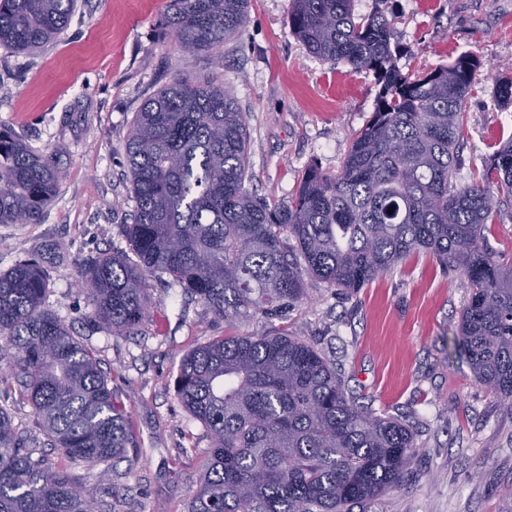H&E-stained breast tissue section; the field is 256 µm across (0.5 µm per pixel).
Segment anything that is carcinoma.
Returning a JSON list of instances; mask_svg holds the SVG:
<instances>
[{
  "label": "carcinoma",
  "instance_id": "carcinoma-1",
  "mask_svg": "<svg viewBox=\"0 0 512 512\" xmlns=\"http://www.w3.org/2000/svg\"><path fill=\"white\" fill-rule=\"evenodd\" d=\"M250 0H172L179 48L215 57L245 27ZM355 0H292L293 34L313 56L378 86L370 120L340 169L305 173L288 202L246 187L249 133L232 89L177 77L135 113L125 144L134 200L126 236L136 254L82 270L91 316L117 336L148 318L151 277L227 321L269 315L307 295V281L358 290L414 253L469 288L455 349L512 406V260L488 225L512 203V137L453 180L479 57L404 73L383 12ZM77 0H0V46L34 53L63 31ZM495 94L512 105V76ZM53 156L0 128V224H38L61 186ZM50 274L35 258L0 273V372L67 460L127 458L140 443L112 398L95 352L44 307ZM177 396L208 432L204 473L188 512H377L409 480L416 437L348 395L314 345L285 332L226 336L181 361ZM97 490L26 447L0 409V512H97Z\"/></svg>",
  "mask_w": 512,
  "mask_h": 512
}]
</instances>
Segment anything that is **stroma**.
<instances>
[{
	"label": "stroma",
	"mask_w": 512,
	"mask_h": 512,
	"mask_svg": "<svg viewBox=\"0 0 512 512\" xmlns=\"http://www.w3.org/2000/svg\"><path fill=\"white\" fill-rule=\"evenodd\" d=\"M169 4L77 0L68 26L39 52L0 46V127L64 170L41 223L0 224V272L27 256L47 268V308L96 351L144 450L111 467L71 462L70 474L97 488L99 512H187L209 439L177 398L182 358L216 339L283 330L324 352L364 404L413 427L410 479L384 497L382 512H512V407L455 353L468 290L429 254L411 255L355 293L309 282L307 298L269 317L224 321L155 278L150 321L138 333L113 336L90 319L80 268L133 254L125 143L134 113L160 87L182 75L231 86L250 138L247 187L281 202L310 167L336 172L375 108L372 75L314 57L292 34L291 0H251L219 65L178 48L165 24ZM382 5L403 72L481 57L455 166L458 184L471 183L481 158L512 136V105L494 96L496 77L512 73V0ZM0 408L30 447L60 461L12 380L0 381Z\"/></svg>",
	"instance_id": "obj_1"
}]
</instances>
